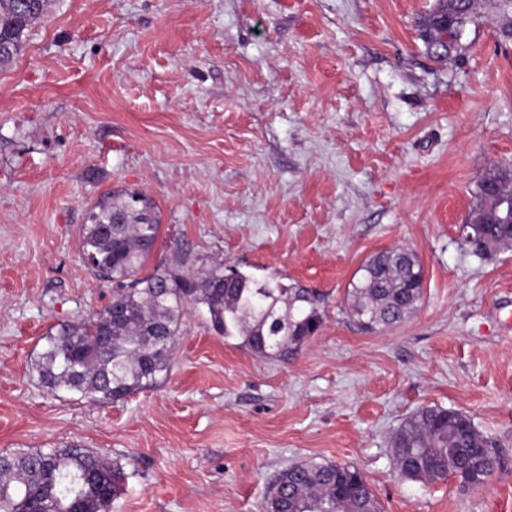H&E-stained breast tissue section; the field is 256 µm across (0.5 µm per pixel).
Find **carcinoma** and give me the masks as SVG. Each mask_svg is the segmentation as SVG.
<instances>
[{"mask_svg": "<svg viewBox=\"0 0 512 512\" xmlns=\"http://www.w3.org/2000/svg\"><path fill=\"white\" fill-rule=\"evenodd\" d=\"M51 0H0V66L20 51ZM490 22L499 40L512 42V0H434L418 20L419 37L438 62L465 50L469 26ZM512 200L508 165L493 163L476 184L475 203L463 225L469 252L485 258L512 247V224L499 223L501 203ZM160 227L153 199L138 190L114 191L88 214L80 254L90 270L112 282L109 305L95 319L61 323L33 360L44 388L101 403L123 400L157 384L169 371L187 304L207 308L213 330L264 356L300 347L323 324L322 294L277 277L257 279L224 265L189 273L180 254L160 260L148 274ZM404 247L367 259L350 282L348 312L365 332L402 322L423 296V269L407 263ZM470 419L454 410L424 406L395 430L392 448L402 480L439 482L457 474L459 485H484L496 456ZM128 479L123 465L78 444L49 450L0 453V512H110ZM381 512L363 475L353 465L308 462L282 470L270 487L263 512Z\"/></svg>", "mask_w": 512, "mask_h": 512, "instance_id": "obj_1", "label": "carcinoma"}]
</instances>
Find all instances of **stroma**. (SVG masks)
Segmentation results:
<instances>
[{
	"label": "stroma",
	"instance_id": "35a3bbf8",
	"mask_svg": "<svg viewBox=\"0 0 512 512\" xmlns=\"http://www.w3.org/2000/svg\"><path fill=\"white\" fill-rule=\"evenodd\" d=\"M433 2L53 0L0 67V451L121 461L112 512H263L313 459L356 466L382 512H512V248L480 259L459 232L480 175L512 162V48L484 22L431 60L416 21ZM121 189L158 207L155 258L317 289L320 331L263 357L192 305L156 386L48 392L31 364L52 327L112 299L80 239ZM399 245L422 301L363 332L347 288ZM422 405L492 439L485 485L397 479L393 432Z\"/></svg>",
	"mask_w": 512,
	"mask_h": 512
}]
</instances>
